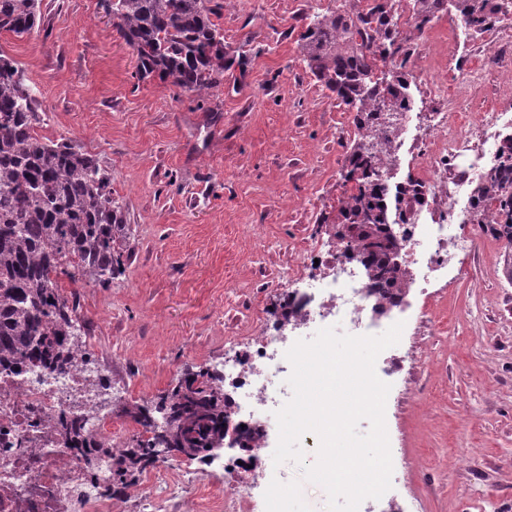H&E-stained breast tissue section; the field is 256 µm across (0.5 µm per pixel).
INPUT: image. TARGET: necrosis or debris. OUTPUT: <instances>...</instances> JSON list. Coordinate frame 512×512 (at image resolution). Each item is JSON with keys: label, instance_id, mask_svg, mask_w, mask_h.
Wrapping results in <instances>:
<instances>
[{"label": "necrosis or debris", "instance_id": "obj_1", "mask_svg": "<svg viewBox=\"0 0 512 512\" xmlns=\"http://www.w3.org/2000/svg\"><path fill=\"white\" fill-rule=\"evenodd\" d=\"M500 2L507 16L494 24L496 43L481 58L465 61L457 46L449 47L448 75L460 90L451 94L435 83L434 122L419 133L406 177L398 171L411 112L400 116L392 153L382 159L386 202L396 219L397 259L406 272V293L399 303L385 314L374 312L376 297L352 245L313 240L299 258L297 274L284 282L294 318L285 326H260L249 335L245 353L222 366L224 384L237 396L228 410L227 433L253 428L247 453L261 466L272 460L269 414L292 396L285 357L290 339L330 325L354 336L378 335L389 325L408 321L413 297L428 296L442 280L461 278L465 270L456 263L458 254L476 253L479 240L491 237L490 224L500 221L495 197L485 196L483 205H476L475 189L508 145L505 130L512 127V114L493 108L468 116L460 96L461 90L493 79L499 100L512 102V0ZM312 265L318 276L299 288L300 272ZM111 397L90 352L61 377H47L38 367L0 376V512H112L100 494V479L83 469L57 432L65 417L95 422L103 401ZM252 475L237 458H229L224 505L232 512H256L258 503L249 493Z\"/></svg>", "mask_w": 512, "mask_h": 512}]
</instances>
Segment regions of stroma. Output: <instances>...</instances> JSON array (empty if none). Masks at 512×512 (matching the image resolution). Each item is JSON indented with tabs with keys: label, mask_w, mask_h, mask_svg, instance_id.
I'll use <instances>...</instances> for the list:
<instances>
[{
	"label": "stroma",
	"mask_w": 512,
	"mask_h": 512,
	"mask_svg": "<svg viewBox=\"0 0 512 512\" xmlns=\"http://www.w3.org/2000/svg\"><path fill=\"white\" fill-rule=\"evenodd\" d=\"M228 67L203 99L138 79L137 57L100 0H42L43 23L0 51L42 102L35 131L78 141L112 175L132 228L125 272L110 287L80 281L75 300L100 367L126 403L158 401L184 366L223 362L228 347L274 315L300 252L336 214L353 115L311 73L299 47L308 14L340 0H214ZM440 15L422 35L435 76L448 70ZM503 245L426 299L432 328L402 337L419 376L401 374L386 401L394 477L376 512H512V288ZM302 464L258 475L300 481L312 512L327 494ZM195 482L179 512L213 506L221 463L158 458L112 512H160L164 487Z\"/></svg>",
	"instance_id": "stroma-1"
}]
</instances>
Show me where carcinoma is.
Returning <instances> with one entry per match:
<instances>
[{"instance_id": "carcinoma-1", "label": "carcinoma", "mask_w": 512, "mask_h": 512, "mask_svg": "<svg viewBox=\"0 0 512 512\" xmlns=\"http://www.w3.org/2000/svg\"><path fill=\"white\" fill-rule=\"evenodd\" d=\"M493 0H409L423 30L439 13L455 15L468 34L487 31L484 15ZM112 25L137 54V77L171 80L183 91L203 97L224 78V36L207 0H104ZM395 0H371L358 10L338 9L310 18L300 34L307 65L328 90L355 113L357 137L348 155L349 173H361L355 192L338 200L341 223L361 248L360 261L383 301L403 293L405 273L397 262L394 239L385 235L381 203L386 184L372 168L386 150L388 127L382 112H394L409 95L406 73L389 80L382 68L396 60L405 67L409 38L395 31ZM43 19L41 0H0V31L20 37ZM41 101L18 64L0 52V371L33 363L64 374L72 366L84 328L78 306L62 292L59 277L87 280L107 288L125 270L129 225L112 198V175L72 139L44 140L34 132ZM490 190L502 206L503 223L492 232L512 246V151L478 187ZM231 405L220 376L188 369L155 411L140 405L122 414L143 426L146 439L115 451L79 419L59 424V435L82 451L87 468L106 469L104 495L111 498L138 485L146 467L166 448L198 456L224 447L225 412Z\"/></svg>"}]
</instances>
